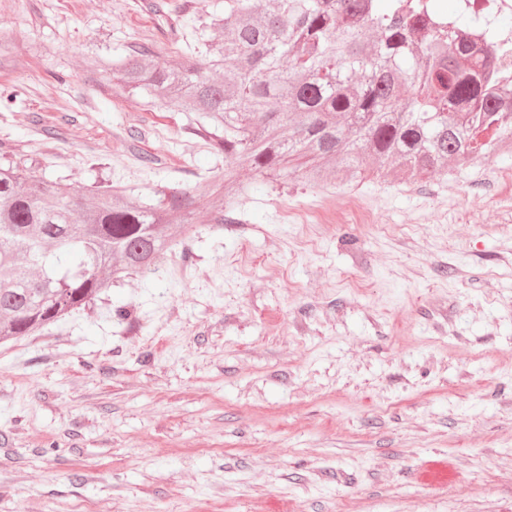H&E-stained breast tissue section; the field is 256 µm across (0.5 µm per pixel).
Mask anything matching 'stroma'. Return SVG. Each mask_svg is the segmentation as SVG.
<instances>
[{"label":"stroma","mask_w":512,"mask_h":512,"mask_svg":"<svg viewBox=\"0 0 512 512\" xmlns=\"http://www.w3.org/2000/svg\"><path fill=\"white\" fill-rule=\"evenodd\" d=\"M223 5L0 0L1 162L135 204L198 194L157 270L0 342V512H512V185L243 163L226 210L192 114L88 66L180 60ZM437 456L459 483L420 485Z\"/></svg>","instance_id":"obj_1"}]
</instances>
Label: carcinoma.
<instances>
[{
  "label": "carcinoma",
  "instance_id": "cac0c4a2",
  "mask_svg": "<svg viewBox=\"0 0 512 512\" xmlns=\"http://www.w3.org/2000/svg\"><path fill=\"white\" fill-rule=\"evenodd\" d=\"M497 16L473 0L455 16L432 0H224L196 21L205 54L175 66L145 45L103 65L127 96L194 112L224 153L226 208L260 176L342 184L363 171L405 179L448 160L512 153V73L496 66ZM185 189L134 204L92 196L20 165L0 167V339L29 336L144 272L189 231Z\"/></svg>",
  "mask_w": 512,
  "mask_h": 512
}]
</instances>
